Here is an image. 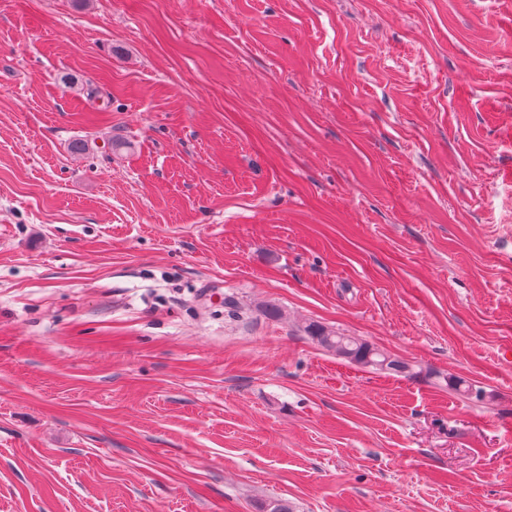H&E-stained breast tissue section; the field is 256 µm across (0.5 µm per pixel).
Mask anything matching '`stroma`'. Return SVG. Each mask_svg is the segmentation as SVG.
<instances>
[{"mask_svg": "<svg viewBox=\"0 0 512 512\" xmlns=\"http://www.w3.org/2000/svg\"><path fill=\"white\" fill-rule=\"evenodd\" d=\"M270 498L512 512V0H0V512ZM304 332L313 343L364 367L406 374L405 376L410 378L420 374L419 371H413L406 363L392 359L386 353L357 337L346 336L316 324L307 325Z\"/></svg>", "mask_w": 512, "mask_h": 512, "instance_id": "1", "label": "stroma"}]
</instances>
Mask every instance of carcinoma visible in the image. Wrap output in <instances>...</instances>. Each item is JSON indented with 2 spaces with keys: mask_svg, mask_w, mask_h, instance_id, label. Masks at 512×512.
<instances>
[{
  "mask_svg": "<svg viewBox=\"0 0 512 512\" xmlns=\"http://www.w3.org/2000/svg\"><path fill=\"white\" fill-rule=\"evenodd\" d=\"M304 332L310 341L353 363L376 370L404 374L410 378L419 375V372L412 370L406 363L391 358L357 337L346 336L316 324L307 325Z\"/></svg>",
  "mask_w": 512,
  "mask_h": 512,
  "instance_id": "cac0c4a2",
  "label": "carcinoma"
}]
</instances>
